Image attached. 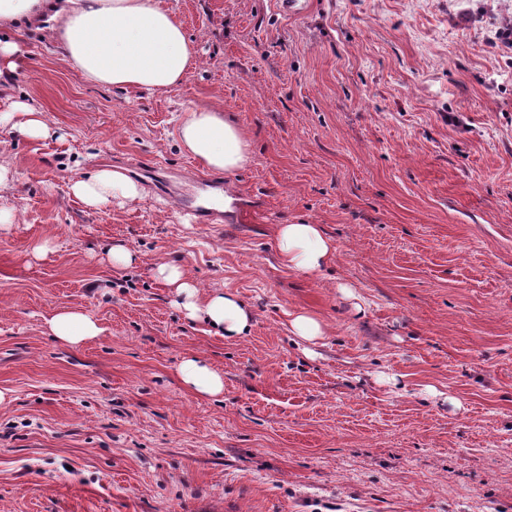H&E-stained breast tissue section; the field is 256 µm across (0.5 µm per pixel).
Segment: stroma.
<instances>
[{
    "label": "stroma",
    "mask_w": 512,
    "mask_h": 512,
    "mask_svg": "<svg viewBox=\"0 0 512 512\" xmlns=\"http://www.w3.org/2000/svg\"><path fill=\"white\" fill-rule=\"evenodd\" d=\"M167 4L199 57L167 94L87 83L21 34L12 95L57 134L0 127V512H512V0ZM191 105L248 132L252 221L188 223L148 186L71 195L141 159L205 175L176 137ZM298 223L334 242L321 273L276 258ZM160 263L237 295L246 335L189 320ZM64 308L102 334L49 336ZM295 312L326 336H291ZM189 356L221 395L182 383ZM69 190L88 207H98L115 199L135 201L142 196L137 182L121 172L106 168L74 179ZM178 372L181 381L199 394L214 396L224 391V377L195 356L185 358Z\"/></svg>",
    "instance_id": "1"
}]
</instances>
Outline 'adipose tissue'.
<instances>
[{
  "instance_id": "adipose-tissue-1",
  "label": "adipose tissue",
  "mask_w": 512,
  "mask_h": 512,
  "mask_svg": "<svg viewBox=\"0 0 512 512\" xmlns=\"http://www.w3.org/2000/svg\"><path fill=\"white\" fill-rule=\"evenodd\" d=\"M45 19L44 39L60 52L66 65L86 82L117 88L135 87L150 93L178 88L197 65L195 45L162 0H0V75L15 72L24 61L16 38L20 29ZM0 101L10 104L0 113V126L23 140H43L54 131L36 107L12 100L8 85L0 84ZM179 143L202 167L234 175L251 161L249 134L220 108H185L176 127ZM70 192L87 206L142 196L137 182L118 171L100 168L74 179ZM282 265L315 274L332 261L336 248L318 224H282L277 228ZM156 274L173 289L177 304L189 319L205 317L215 331L244 335L251 315L233 294L215 293L198 302L194 285L180 268L161 264ZM46 326L55 339L76 346L100 336L102 329L88 314L62 310ZM181 381L195 392L214 396L224 389L223 376L197 357L179 367Z\"/></svg>"
}]
</instances>
